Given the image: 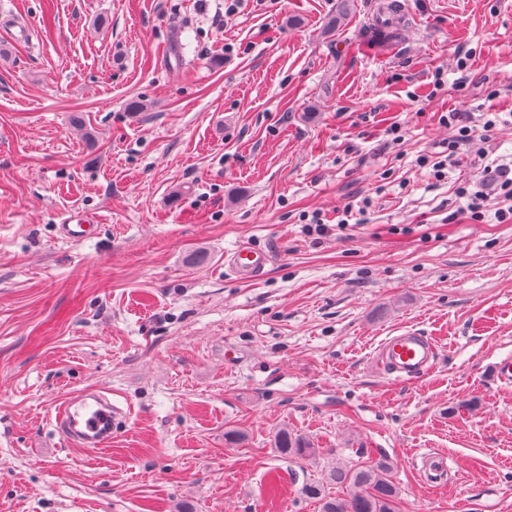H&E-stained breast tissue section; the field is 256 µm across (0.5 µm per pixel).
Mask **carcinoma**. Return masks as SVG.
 <instances>
[{
    "instance_id": "cac0c4a2",
    "label": "carcinoma",
    "mask_w": 512,
    "mask_h": 512,
    "mask_svg": "<svg viewBox=\"0 0 512 512\" xmlns=\"http://www.w3.org/2000/svg\"><path fill=\"white\" fill-rule=\"evenodd\" d=\"M278 448L282 455L307 457L316 453L307 442L291 436L286 431L279 434ZM388 460L372 464L357 462L349 466H336L329 471L328 482L350 489L345 498L331 497L324 484L306 485L307 497L321 502V512H397V488L390 479Z\"/></svg>"
}]
</instances>
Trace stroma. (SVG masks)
I'll use <instances>...</instances> for the list:
<instances>
[{
	"mask_svg": "<svg viewBox=\"0 0 512 512\" xmlns=\"http://www.w3.org/2000/svg\"><path fill=\"white\" fill-rule=\"evenodd\" d=\"M339 2L0 0V512H318L325 468L382 457L398 512H512V223L450 218L512 164V0H406L382 39ZM408 329L438 361L398 382L377 352ZM83 389L129 411L99 448L55 430ZM491 115L494 118H490L489 116ZM497 121L496 112H482L479 117L462 114L461 112L448 113V126L453 128L454 135L453 139L448 141V155H446V159L433 162L432 167L435 169V172L440 175L439 173L445 169L448 162L456 159L457 150L460 145H466L473 141L479 126L483 132H490L496 127ZM267 255L251 247H240L224 257L227 270L240 280L252 279L263 274ZM278 448L282 455L289 457H307L314 455L317 448H311L310 444L300 438L292 437L288 431H283L278 437Z\"/></svg>",
	"mask_w": 512,
	"mask_h": 512,
	"instance_id": "35a3bbf8",
	"label": "stroma"
}]
</instances>
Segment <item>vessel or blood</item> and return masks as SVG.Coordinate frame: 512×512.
Masks as SVG:
<instances>
[{
    "label": "vessel or blood",
    "mask_w": 512,
    "mask_h": 512,
    "mask_svg": "<svg viewBox=\"0 0 512 512\" xmlns=\"http://www.w3.org/2000/svg\"><path fill=\"white\" fill-rule=\"evenodd\" d=\"M266 264V253L248 246L224 257L227 270L241 280L261 276ZM380 362L397 380L421 378L435 365L436 347L428 337L408 330L384 342ZM127 418V410L113 403L108 395L83 391L61 406L55 416V427L66 439L87 448H97L110 440L113 431Z\"/></svg>",
    "instance_id": "b4317fda"
}]
</instances>
